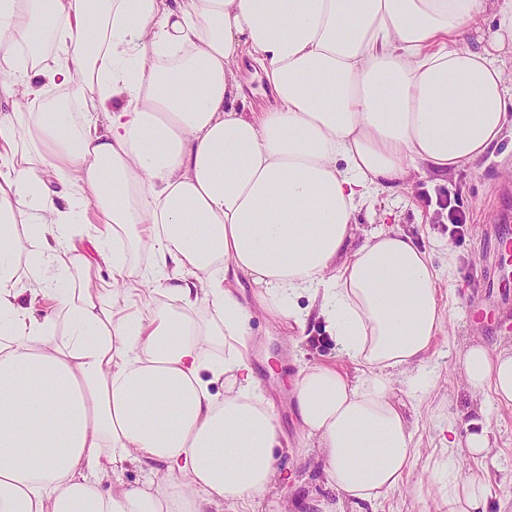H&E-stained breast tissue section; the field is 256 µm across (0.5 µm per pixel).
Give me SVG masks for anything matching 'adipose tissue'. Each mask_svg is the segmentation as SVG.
Wrapping results in <instances>:
<instances>
[{"label": "adipose tissue", "mask_w": 512, "mask_h": 512, "mask_svg": "<svg viewBox=\"0 0 512 512\" xmlns=\"http://www.w3.org/2000/svg\"><path fill=\"white\" fill-rule=\"evenodd\" d=\"M507 49L512 0H0V512L255 506L281 445L257 308L317 316L358 366L291 381L339 497L401 490L420 450L392 374L434 385L439 273L401 232L352 246L354 217L497 147ZM461 371L512 406V350L468 345ZM441 445L438 512H485L489 428ZM129 464L142 486L103 492Z\"/></svg>", "instance_id": "obj_1"}]
</instances>
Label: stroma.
<instances>
[{"label":"stroma","instance_id":"obj_1","mask_svg":"<svg viewBox=\"0 0 512 512\" xmlns=\"http://www.w3.org/2000/svg\"><path fill=\"white\" fill-rule=\"evenodd\" d=\"M457 205L467 229L461 239H450L448 207ZM512 219V134H506L493 154L479 162L437 174H416L409 191L379 194L371 207L355 217V242L388 225L409 235L439 270L440 295L449 296L450 321L434 341L423 365L435 381L426 402L413 398L402 374H394L397 402L413 428L421 454L403 489L380 504L346 505L345 512H437L436 490L429 470L440 455L442 429L455 424L458 440H466L480 416L491 426L492 452L482 467L491 479L492 495L487 512H512V407L480 406L461 376L460 350L480 343L499 351L512 347V316L507 328H499L472 310L483 294L476 273L496 261L491 235L502 218ZM255 372L274 404L282 428L281 449L276 453L280 479L257 512H305L310 498L337 503L329 476L312 439L303 430L287 376L309 363L334 364L349 375L357 366L342 357L321 322L311 321L304 335L286 331L274 317L256 314L251 321Z\"/></svg>","mask_w":512,"mask_h":512}]
</instances>
